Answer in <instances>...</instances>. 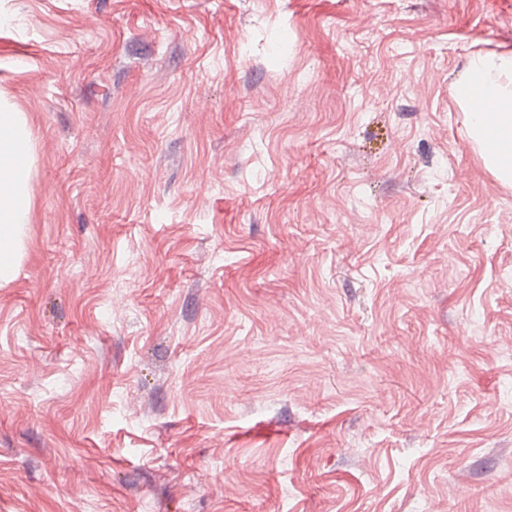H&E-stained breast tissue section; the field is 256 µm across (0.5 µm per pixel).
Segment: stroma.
I'll list each match as a JSON object with an SVG mask.
<instances>
[{
	"label": "stroma",
	"instance_id": "1",
	"mask_svg": "<svg viewBox=\"0 0 512 512\" xmlns=\"http://www.w3.org/2000/svg\"><path fill=\"white\" fill-rule=\"evenodd\" d=\"M0 13V512H512V188L452 96L512 0ZM31 127L26 113L0 103V286L16 279L26 255L34 199L30 191ZM22 151L21 161L17 156Z\"/></svg>",
	"mask_w": 512,
	"mask_h": 512
}]
</instances>
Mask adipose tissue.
Masks as SVG:
<instances>
[{
	"mask_svg": "<svg viewBox=\"0 0 512 512\" xmlns=\"http://www.w3.org/2000/svg\"><path fill=\"white\" fill-rule=\"evenodd\" d=\"M485 167L512 185V50L480 53L454 87ZM31 127L26 113L0 104V286L15 280L26 255L34 199Z\"/></svg>",
	"mask_w": 512,
	"mask_h": 512,
	"instance_id": "adipose-tissue-1",
	"label": "adipose tissue"
}]
</instances>
